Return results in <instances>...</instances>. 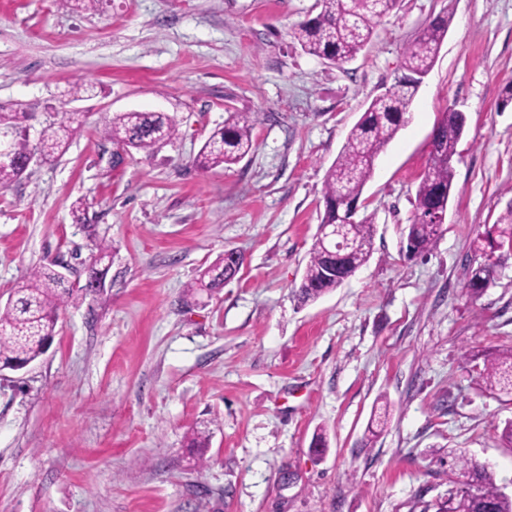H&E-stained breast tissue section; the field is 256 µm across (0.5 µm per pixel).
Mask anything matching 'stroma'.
<instances>
[{
    "label": "stroma",
    "instance_id": "stroma-1",
    "mask_svg": "<svg viewBox=\"0 0 512 512\" xmlns=\"http://www.w3.org/2000/svg\"><path fill=\"white\" fill-rule=\"evenodd\" d=\"M316 3L0 0V107L26 113L33 143L55 112L79 121L63 156L0 191V304L40 266L85 281L94 243L112 247L104 290L61 308L40 358L0 372V512H437L454 454L512 495V394L487 389L475 357L512 349V250L491 254L479 299L463 289L512 206V0H398L342 66L288 35ZM443 12L436 63L363 193L371 256L301 301L325 173ZM450 109L467 118L454 195L436 246L410 259L401 230ZM131 110L168 113L177 135L119 152L101 130ZM231 110L257 116L255 151L197 168ZM229 250L234 280L189 295ZM494 265L478 261L476 255L464 267V288L472 297L478 298L494 278Z\"/></svg>",
    "mask_w": 512,
    "mask_h": 512
}]
</instances>
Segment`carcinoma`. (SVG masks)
Wrapping results in <instances>:
<instances>
[{
	"instance_id": "obj_1",
	"label": "carcinoma",
	"mask_w": 512,
	"mask_h": 512,
	"mask_svg": "<svg viewBox=\"0 0 512 512\" xmlns=\"http://www.w3.org/2000/svg\"><path fill=\"white\" fill-rule=\"evenodd\" d=\"M320 11L291 28L290 37L306 53L331 64L354 60L371 42L381 19L395 8L396 0H318ZM452 22L449 14L439 15L404 49V74L386 93L375 97L350 130L346 142L327 169L324 180V211L320 225L349 221L351 246L336 252L315 240L305 267L298 295L315 300L334 290L367 263L372 246L373 218L355 219L350 205L361 201L365 186L374 173L375 161L405 124V115L423 78L431 71ZM18 113L0 108V127L14 130L16 138L9 157L0 163V189L8 188L22 176L23 163L33 152L52 161L65 152L69 133L67 114L58 125H49L32 146L26 129L17 124ZM257 119L248 112H231L224 127L215 130L196 159L204 170L227 168L255 149L252 131ZM466 125V117L452 111L438 128L429 152L427 171L418 184L411 223L402 229L406 255L414 257L432 250L441 230L427 224L431 210L450 201L454 185L453 160ZM177 133L173 117L165 112H121L103 129V136L126 149L150 153ZM489 245H512V207L487 233ZM111 246L99 243L88 267L86 283L78 288L62 287V276L51 267L33 270L19 283L0 307V369H20L43 355L56 327L58 310L65 300L82 293H97L104 272L97 265L109 257ZM239 267L225 258L207 267L188 285L191 294H209L234 278ZM494 278V265L474 257L464 267V288L479 297ZM484 379L490 389L512 393V351L484 359ZM458 470L454 487L448 490L444 508L449 512H512V496L503 493L488 469L463 458H455Z\"/></svg>"
}]
</instances>
